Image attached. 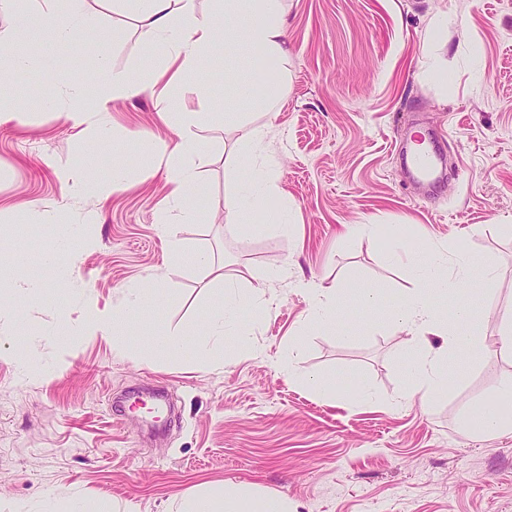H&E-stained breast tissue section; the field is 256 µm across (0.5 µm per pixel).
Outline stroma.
Wrapping results in <instances>:
<instances>
[{"label":"stroma","instance_id":"obj_1","mask_svg":"<svg viewBox=\"0 0 512 512\" xmlns=\"http://www.w3.org/2000/svg\"><path fill=\"white\" fill-rule=\"evenodd\" d=\"M90 15L93 37L77 48L56 43L50 26L0 31L56 73L85 82L101 64L133 71L152 50L133 16L112 0H73ZM288 58L277 74L279 101L268 154L288 205L289 232H246L251 215L224 221V195L251 174L226 150L245 112L248 52L226 86L223 56L205 79L206 101L146 92L108 104L113 139L101 143L65 120L55 90L35 74V91L19 79L0 84V103L22 107L26 124H0V512H27L59 486L104 505L133 503L137 512H173L207 483L255 484L285 494L299 512H512V431L466 432L464 411L492 404L512 357L448 356L455 382L428 412L390 406L404 386L406 334L389 317L357 310L352 296L368 285L388 292L414 287L410 266L394 263L393 230L412 249L426 240L460 245L493 259L494 300L472 286L462 293L477 321L489 305L512 308V0H284ZM217 113L199 132L195 163L205 202L179 227L189 257L166 245L160 215L166 175L141 148L169 144L174 130L160 115L181 107ZM420 113L439 140L448 174L429 198L403 172L407 118ZM129 174L126 190L103 200L72 197L59 170L108 178ZM95 216L92 224L83 215ZM378 225L376 240L348 227ZM75 226L92 247H73L60 267L43 265L60 226ZM31 254L22 275L8 263L18 243ZM209 256L198 264L197 254ZM287 264L288 274L273 277ZM244 294L269 284L264 314L244 310L247 343L180 356L149 355L148 336L177 328L205 330L223 286ZM167 283L162 306L146 304L114 342L51 338L61 312L76 314L85 295L100 309L120 307L125 290ZM341 284L347 300L335 322L307 323L301 281ZM302 337L299 370L366 386L370 394L327 401L279 367L291 337Z\"/></svg>","mask_w":512,"mask_h":512}]
</instances>
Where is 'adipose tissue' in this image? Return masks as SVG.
Masks as SVG:
<instances>
[{
  "instance_id": "adipose-tissue-1",
  "label": "adipose tissue",
  "mask_w": 512,
  "mask_h": 512,
  "mask_svg": "<svg viewBox=\"0 0 512 512\" xmlns=\"http://www.w3.org/2000/svg\"><path fill=\"white\" fill-rule=\"evenodd\" d=\"M47 8L34 12L21 6V0H0V12L10 14L16 25L36 26L46 23L57 31L58 39L75 46L90 28L88 15L75 11L67 0H45ZM117 7L132 10L138 19L142 40L163 51V64L137 76L126 69H100L98 95H89L84 86L63 88L64 117L74 126L91 130L99 139H106L107 129L101 117L110 100L133 98L145 89L163 87L201 90V78L211 57L223 51L226 57L237 56L240 49L249 52L252 71L259 80L250 82L246 94L254 105H264L271 86L262 81L271 64L284 59L286 28L282 0H212L209 12H200L196 0H114ZM214 118L202 110L177 112L172 120L176 133L173 146L159 148L144 144V151L156 154L163 168L170 192L163 220L179 217L189 223L196 217L189 201L200 191L194 160L201 150L198 132ZM72 194L103 199L120 189L127 181L124 169L116 168L110 179L87 177L74 170L59 174ZM278 176L272 167L256 168L246 189L231 190L224 195V216L236 221L247 211L264 210L268 200L279 193ZM395 261L413 265L417 286L394 295L391 320L405 329L410 338L404 363L405 387L400 401L428 408L432 400L446 394L451 387L448 371L449 351L475 347L488 355L512 354V309L495 313L494 330L485 335L472 327L469 303L458 295V284L476 280L482 293L493 296L498 281L494 264L476 260L460 248L440 249L426 244L422 255L398 253ZM298 289L309 303V320L323 326L335 320L343 304L340 287L326 286L315 281L299 284ZM148 284L128 288V300L110 312L99 310L92 296H85L77 319L66 321V339L88 334H100L113 340L123 338L125 323L138 315ZM450 295L455 299L453 322L443 321L433 298ZM242 311V298L233 284H225L222 300L208 316L207 337L223 342L233 331ZM441 337L440 346H433L432 337ZM299 506L283 495H268L250 485L230 486L222 483L207 485L202 491L183 497L176 512H298Z\"/></svg>"
}]
</instances>
